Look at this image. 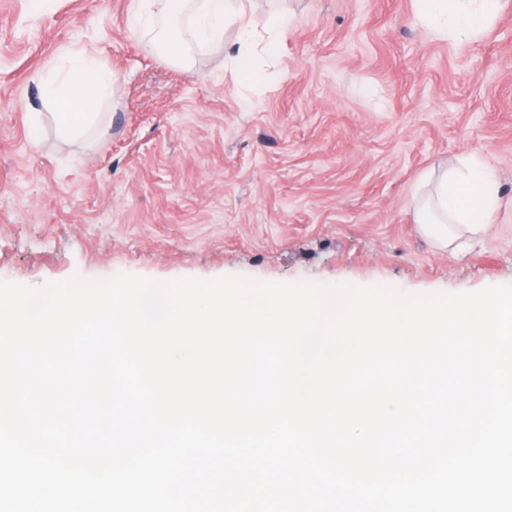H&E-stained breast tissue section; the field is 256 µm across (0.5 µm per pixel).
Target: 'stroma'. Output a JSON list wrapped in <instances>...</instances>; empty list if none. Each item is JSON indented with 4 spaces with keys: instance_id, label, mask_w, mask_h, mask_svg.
Wrapping results in <instances>:
<instances>
[{
    "instance_id": "1",
    "label": "stroma",
    "mask_w": 512,
    "mask_h": 512,
    "mask_svg": "<svg viewBox=\"0 0 512 512\" xmlns=\"http://www.w3.org/2000/svg\"><path fill=\"white\" fill-rule=\"evenodd\" d=\"M134 7L0 0V281L512 286V2L468 40L432 33L415 0H252L258 38L294 18L255 85L223 46H192L189 68L146 49ZM73 51L112 74L84 138L57 134L44 94ZM464 156L495 169L503 204L444 250L414 205Z\"/></svg>"
}]
</instances>
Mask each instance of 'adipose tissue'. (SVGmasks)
Wrapping results in <instances>:
<instances>
[{"label":"adipose tissue","instance_id":"ef3b65f1","mask_svg":"<svg viewBox=\"0 0 512 512\" xmlns=\"http://www.w3.org/2000/svg\"><path fill=\"white\" fill-rule=\"evenodd\" d=\"M248 0H152L139 7L132 24L150 35V47L162 50L171 60L190 66L183 43L168 41L156 28L157 17L170 20L190 14V38L197 45L220 44L224 32L236 28L238 47L230 60L243 81L263 83L266 71L254 63L253 21ZM417 16L428 29L442 37L476 38L490 26L500 0H416ZM112 75L92 56L69 54L64 69L47 83L46 95L54 109L59 132L77 135L95 124L100 108L111 96ZM501 205L496 175L485 162L473 158L444 170L432 193L415 210L422 233L439 247L455 244L464 234L476 233L493 222Z\"/></svg>","mask_w":512,"mask_h":512}]
</instances>
